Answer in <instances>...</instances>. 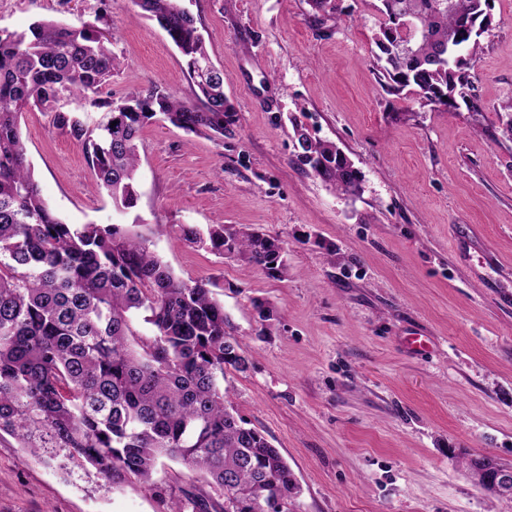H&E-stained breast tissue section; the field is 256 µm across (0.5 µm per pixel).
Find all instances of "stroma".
Wrapping results in <instances>:
<instances>
[{
	"label": "stroma",
	"instance_id": "obj_1",
	"mask_svg": "<svg viewBox=\"0 0 512 512\" xmlns=\"http://www.w3.org/2000/svg\"><path fill=\"white\" fill-rule=\"evenodd\" d=\"M336 4L323 16L308 0H183L224 74L233 135L146 127L137 204L122 213L95 190L81 147L31 110L20 132L35 178L67 222L136 224L178 277L213 283L251 359L224 386L294 471L299 512H512L459 463L512 464V141L499 117L512 98V0H489L471 84L437 107L379 80V0ZM102 8L113 99L155 85L192 99L184 57L133 0H0V32L79 28ZM297 124L344 151L361 195L292 164ZM183 224L277 235L291 270L272 279L192 247ZM185 489L222 499L174 461L150 483L113 487L0 436V512H168Z\"/></svg>",
	"mask_w": 512,
	"mask_h": 512
}]
</instances>
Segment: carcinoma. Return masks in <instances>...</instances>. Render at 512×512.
Segmentation results:
<instances>
[{
	"instance_id": "carcinoma-1",
	"label": "carcinoma",
	"mask_w": 512,
	"mask_h": 512,
	"mask_svg": "<svg viewBox=\"0 0 512 512\" xmlns=\"http://www.w3.org/2000/svg\"><path fill=\"white\" fill-rule=\"evenodd\" d=\"M186 58L197 90L184 100L153 86L116 102L104 93L116 68L105 14L73 28L39 20L0 32V433L24 448H55L111 486L148 483L160 459L178 461L240 497L232 512H279L268 489L296 502L301 488L266 436L239 413L224 370L248 360L228 332L209 281L187 282L123 224H69L41 196L20 133L22 113L52 114V127L82 147L96 187L120 211L135 206L142 130L162 117L224 141L236 114L224 76L181 0H134ZM374 34L380 77L395 95L409 88L424 106L446 105L468 85L488 0H381ZM210 66L201 76L197 65ZM79 104L59 105L61 99ZM104 111L95 121L86 105ZM293 162L342 195L362 191L361 172L335 143L294 128ZM190 245L288 276V250L256 228L180 227ZM153 334L133 330L137 318ZM183 492L170 512H211Z\"/></svg>"
}]
</instances>
